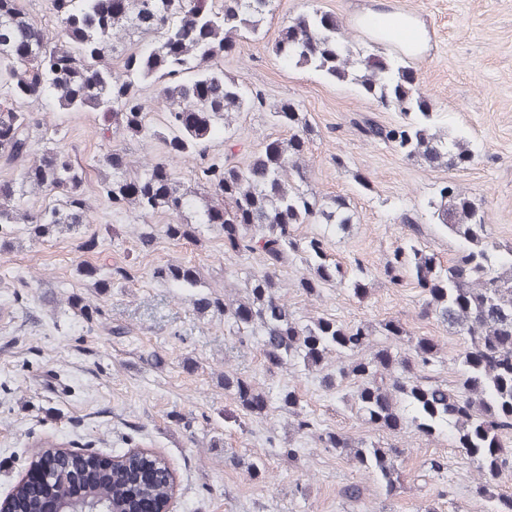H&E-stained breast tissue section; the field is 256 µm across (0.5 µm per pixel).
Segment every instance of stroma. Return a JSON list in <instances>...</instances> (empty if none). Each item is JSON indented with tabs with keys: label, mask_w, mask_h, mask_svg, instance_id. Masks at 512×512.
<instances>
[{
	"label": "stroma",
	"mask_w": 512,
	"mask_h": 512,
	"mask_svg": "<svg viewBox=\"0 0 512 512\" xmlns=\"http://www.w3.org/2000/svg\"><path fill=\"white\" fill-rule=\"evenodd\" d=\"M380 6L414 15L424 26L426 47L407 63L432 101L437 128L469 140L474 159L466 167L432 168L367 140L358 127L362 119L390 125L398 113L378 107L355 85L285 66L272 50L291 18L317 8L338 17L355 46L397 52V45H376L356 22ZM222 65L240 76L246 94L262 98L233 124L239 162L287 138V130L268 119L276 104L288 100L305 113L313 128L307 153L312 188L346 197L357 216L329 242L342 266L356 259L380 267L407 238L398 221L406 210L421 216L428 253L448 264L459 244L435 224L428 207L446 182L484 201L494 238L512 246V0H275L259 35L239 41ZM22 108L36 121L33 154L56 147L85 168L87 224L77 234L40 239L19 224L7 230L11 246L0 254V502L46 444L62 442L108 458L139 449L164 458L174 483L170 512H352L338 494L349 483L365 487L368 512H417L425 503L438 512H486L485 501L470 493L477 465L449 435L409 430L393 436L361 421L337 395L321 389L315 375L266 372L259 350L229 335L223 313L195 312L184 289L158 278L163 266L193 265L220 294L237 284L240 270L262 267L259 255L225 250L212 231L193 240L166 237L161 228L169 217L163 213L152 220L157 233L151 247L141 246L144 226L132 208L112 206L99 193V159L109 145H121L137 171L163 160L158 140L119 133L103 138L98 113L64 110L49 98ZM117 268L129 274L124 287L104 293L95 288V280L111 278ZM302 270L293 260L279 274L290 313L348 324L397 320L407 341L431 336L441 345L445 360L429 376L451 388L458 384L455 358L464 341L435 319L418 318L422 297L412 284L393 288L377 280L364 299L333 287L310 298L294 286ZM73 297L100 310L98 320L82 318L69 303ZM117 326L124 335H113ZM154 354L162 366L151 364ZM228 370L267 387H294L319 429L402 447L397 466L403 488L385 498L373 473L321 447L313 435L294 439L296 459L283 456L287 414H238L224 392ZM217 437L222 447H213ZM258 457L265 472L257 480L246 467ZM439 458L447 459V469L430 471V460Z\"/></svg>",
	"instance_id": "obj_1"
}]
</instances>
